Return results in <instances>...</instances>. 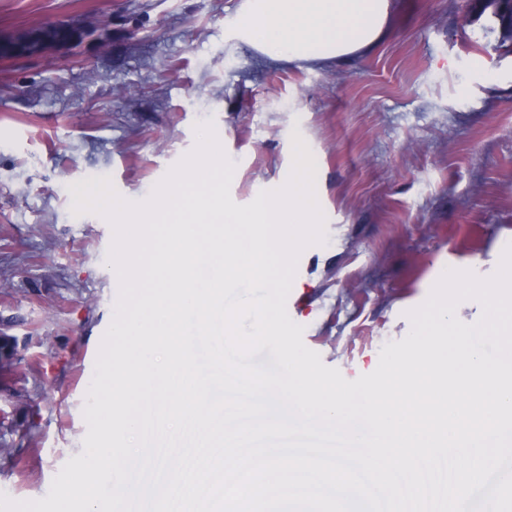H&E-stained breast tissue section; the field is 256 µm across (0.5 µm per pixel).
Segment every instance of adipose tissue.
<instances>
[{
    "label": "adipose tissue",
    "instance_id": "1",
    "mask_svg": "<svg viewBox=\"0 0 512 512\" xmlns=\"http://www.w3.org/2000/svg\"><path fill=\"white\" fill-rule=\"evenodd\" d=\"M389 0H242L231 35L275 61L321 64L370 50Z\"/></svg>",
    "mask_w": 512,
    "mask_h": 512
}]
</instances>
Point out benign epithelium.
<instances>
[{
  "label": "benign epithelium",
  "mask_w": 512,
  "mask_h": 512,
  "mask_svg": "<svg viewBox=\"0 0 512 512\" xmlns=\"http://www.w3.org/2000/svg\"><path fill=\"white\" fill-rule=\"evenodd\" d=\"M78 28L57 22L25 28L7 37L0 35V61L46 56L78 42Z\"/></svg>",
  "instance_id": "7a95c632"
}]
</instances>
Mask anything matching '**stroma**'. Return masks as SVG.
<instances>
[{
	"mask_svg": "<svg viewBox=\"0 0 512 512\" xmlns=\"http://www.w3.org/2000/svg\"><path fill=\"white\" fill-rule=\"evenodd\" d=\"M241 0H0V34L70 21L78 47L0 62V329L19 338L0 410L31 436L0 492L47 496L82 453L88 353L110 326L111 225L71 184L141 201L213 121L233 201L284 185L300 134L327 241L303 250L290 318L348 380L411 330L441 267L481 278L512 242V33L499 0H391L387 35L344 60L272 61L230 38Z\"/></svg>",
	"mask_w": 512,
	"mask_h": 512,
	"instance_id": "35a3bbf8",
	"label": "stroma"
}]
</instances>
